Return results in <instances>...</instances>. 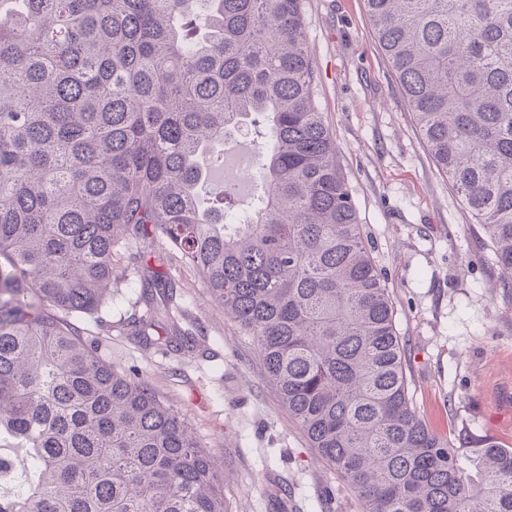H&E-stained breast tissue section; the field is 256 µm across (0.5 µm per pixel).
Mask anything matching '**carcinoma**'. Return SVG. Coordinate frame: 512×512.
Segmentation results:
<instances>
[{"label":"carcinoma","instance_id":"carcinoma-1","mask_svg":"<svg viewBox=\"0 0 512 512\" xmlns=\"http://www.w3.org/2000/svg\"><path fill=\"white\" fill-rule=\"evenodd\" d=\"M0 9V512H224V475L87 329L160 238L258 355L362 512H512V448L412 407L394 311L314 99L301 0H14ZM438 168L512 288V0H364ZM268 127L249 224L201 156ZM139 251L132 252V247ZM168 302L174 283L142 275ZM126 328L150 336L159 306Z\"/></svg>","mask_w":512,"mask_h":512}]
</instances>
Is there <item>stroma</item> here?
<instances>
[{
  "label": "stroma",
  "mask_w": 512,
  "mask_h": 512,
  "mask_svg": "<svg viewBox=\"0 0 512 512\" xmlns=\"http://www.w3.org/2000/svg\"><path fill=\"white\" fill-rule=\"evenodd\" d=\"M315 101L362 233L388 288L412 404L454 448L490 439L512 448V288L487 236L450 188L374 39L363 0H302ZM154 271L176 284L171 318L193 351L145 345L121 324L142 311L137 268L85 320L100 356L134 371L192 427L224 470L225 512H361L355 495L310 448L263 367L202 279L163 241Z\"/></svg>",
  "instance_id": "obj_1"
}]
</instances>
